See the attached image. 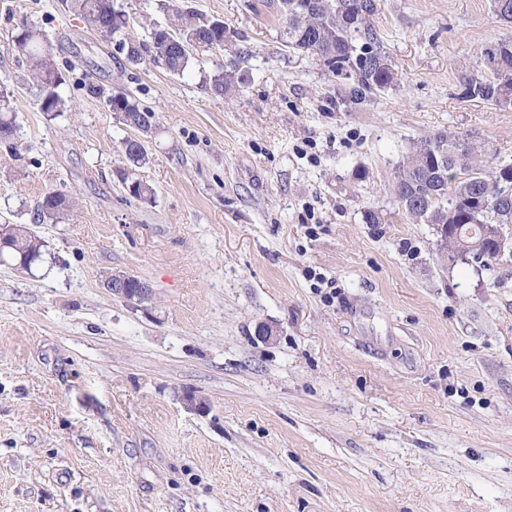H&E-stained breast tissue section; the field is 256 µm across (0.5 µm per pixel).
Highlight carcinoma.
Segmentation results:
<instances>
[{
  "label": "carcinoma",
  "mask_w": 512,
  "mask_h": 512,
  "mask_svg": "<svg viewBox=\"0 0 512 512\" xmlns=\"http://www.w3.org/2000/svg\"><path fill=\"white\" fill-rule=\"evenodd\" d=\"M105 40H112L132 64L147 60L162 64L180 75L208 60L210 53L226 50L229 36L224 22L207 19L190 7L166 0L160 7L166 22L153 24L150 42H140L126 33V14L114 0H63ZM382 0H278L280 39L292 51L312 57L331 76L350 73L349 83L339 89L340 100L358 106L397 84L398 72L374 26ZM496 18L512 24V0H492ZM11 50L28 58L29 80L38 89V105L46 115L67 111L68 100L60 91L64 78L57 68L51 44L40 23L25 19L11 32ZM484 69L479 76L462 78L464 95L499 108L512 107V45L485 42L477 49ZM242 83L236 59L231 58L210 76L211 90L227 94ZM118 123L132 127L149 118L148 130L157 129L156 114L132 96L117 93L108 99ZM16 115L10 95L0 80V143L18 153L13 144ZM125 167L117 171L128 194L150 203L155 191L138 174L147 164L146 147L125 140ZM512 183V163L488 166L485 150L453 132L428 133L417 140L393 172L387 189L403 216L415 223L446 225L448 249L454 235L469 243L481 240L486 224H512V195L504 185ZM76 200L63 191L45 193L34 207L37 224L59 223L73 216ZM38 238L19 224L15 233L0 242V262L32 265L43 259Z\"/></svg>",
  "instance_id": "obj_1"
}]
</instances>
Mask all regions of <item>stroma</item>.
<instances>
[{"mask_svg":"<svg viewBox=\"0 0 512 512\" xmlns=\"http://www.w3.org/2000/svg\"><path fill=\"white\" fill-rule=\"evenodd\" d=\"M186 2L245 52L230 97L209 86L224 53L175 75L129 63L61 0H0L22 155L0 144V224L47 251L0 265V512H512V271L449 261L385 189L427 132L512 162V109L460 86L512 26L491 0H384L401 79L351 109L267 0ZM24 16L65 78L55 118L8 47ZM117 92L157 117L150 204L117 178L133 135ZM51 190L78 198L74 218L33 223ZM369 208L391 222L363 223ZM105 270L149 281L153 309L113 298Z\"/></svg>","mask_w":512,"mask_h":512,"instance_id":"obj_1","label":"stroma"}]
</instances>
